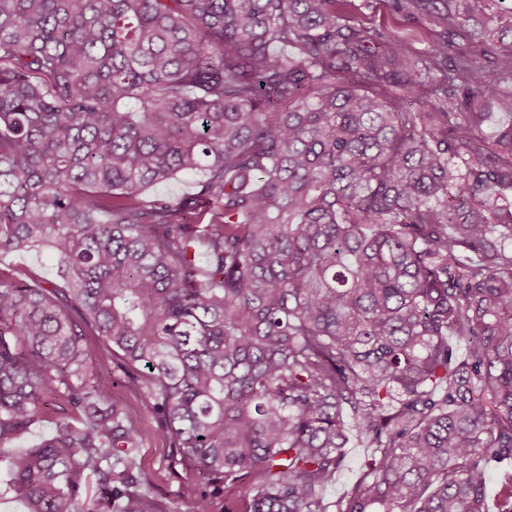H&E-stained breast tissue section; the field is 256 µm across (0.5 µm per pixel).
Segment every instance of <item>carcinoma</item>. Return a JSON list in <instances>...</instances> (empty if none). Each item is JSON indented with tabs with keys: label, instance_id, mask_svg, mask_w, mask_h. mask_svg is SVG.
<instances>
[{
	"label": "carcinoma",
	"instance_id": "cac0c4a2",
	"mask_svg": "<svg viewBox=\"0 0 512 512\" xmlns=\"http://www.w3.org/2000/svg\"><path fill=\"white\" fill-rule=\"evenodd\" d=\"M0 0V447L24 512H486L512 467V12L392 0ZM399 87L419 107L385 90ZM201 174L174 198L144 190ZM96 336L100 352L88 337ZM372 459L337 500L350 432ZM512 512V475L497 496ZM352 16L355 25L371 28H388L398 32L417 49L424 48L427 42L442 38L439 28H424L403 13L395 10L391 0H354ZM0 263L19 266L32 274L38 275L46 280L56 279V269L52 262L45 255L30 254H1ZM104 385L112 395L125 397L130 411L141 424L146 436V445L140 458V467L145 477L155 484L162 497L176 503L179 512H193L194 504L180 498L182 480L191 478L192 474L181 465H173L176 470H171L168 466L169 448L152 436L154 420L150 409L137 396L127 391L120 374L112 372L111 377H106Z\"/></svg>",
	"mask_w": 512,
	"mask_h": 512
}]
</instances>
